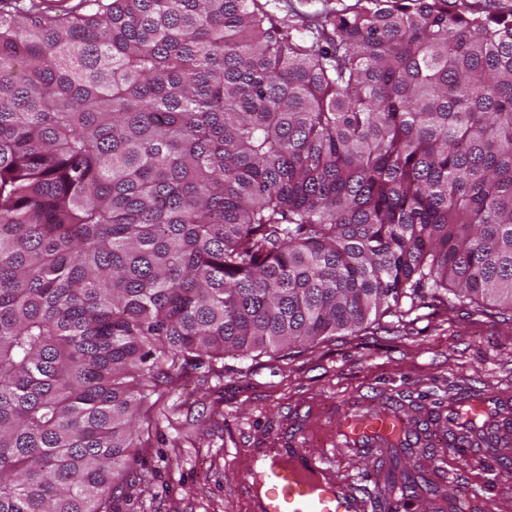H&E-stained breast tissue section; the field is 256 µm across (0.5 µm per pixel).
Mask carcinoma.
<instances>
[{
  "label": "carcinoma",
  "instance_id": "obj_1",
  "mask_svg": "<svg viewBox=\"0 0 512 512\" xmlns=\"http://www.w3.org/2000/svg\"><path fill=\"white\" fill-rule=\"evenodd\" d=\"M84 3L0 11V512H111L189 365L512 313V12ZM269 11L276 17L286 14L293 16L294 22L304 26L316 15L338 4L339 0H269Z\"/></svg>",
  "mask_w": 512,
  "mask_h": 512
}]
</instances>
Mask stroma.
Returning <instances> with one entry per match:
<instances>
[{
	"mask_svg": "<svg viewBox=\"0 0 512 512\" xmlns=\"http://www.w3.org/2000/svg\"><path fill=\"white\" fill-rule=\"evenodd\" d=\"M463 398L490 399L512 420V321L497 306L423 308L407 327L371 325L336 334L284 359L225 358L190 368L164 388L151 445L133 449L135 477L117 492L114 512H249L241 458L279 448L295 433L327 435L355 410L400 402L427 425L431 458L444 465L437 494L407 512H454L479 499L481 512H512V478L486 448L448 443V409ZM341 479L358 493L383 479L376 449H331Z\"/></svg>",
	"mask_w": 512,
	"mask_h": 512,
	"instance_id": "obj_1",
	"label": "stroma"
}]
</instances>
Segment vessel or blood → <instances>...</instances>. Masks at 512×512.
Returning a JSON list of instances; mask_svg holds the SVG:
<instances>
[{"instance_id":"obj_1","label":"vessel or blood","mask_w":512,"mask_h":512,"mask_svg":"<svg viewBox=\"0 0 512 512\" xmlns=\"http://www.w3.org/2000/svg\"><path fill=\"white\" fill-rule=\"evenodd\" d=\"M402 432L391 414L369 410L350 416L328 442L357 448L369 437L383 446ZM315 442L307 435L287 448L251 450L244 464L251 512H364L363 499L337 476Z\"/></svg>"}]
</instances>
